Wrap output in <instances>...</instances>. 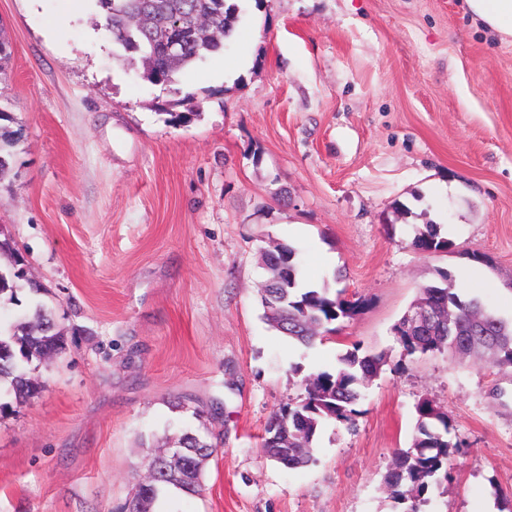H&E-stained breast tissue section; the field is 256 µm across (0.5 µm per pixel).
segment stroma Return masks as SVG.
Wrapping results in <instances>:
<instances>
[{
	"mask_svg": "<svg viewBox=\"0 0 512 512\" xmlns=\"http://www.w3.org/2000/svg\"><path fill=\"white\" fill-rule=\"evenodd\" d=\"M237 2L224 50L163 88L117 60L97 0H0L20 132L0 229L46 288L0 324L39 303L68 336L27 367L43 391L0 415V512H119L148 453L203 428L201 495L159 512H405L384 477L424 397L464 443L425 512H501L512 370L403 355L394 327L440 270L512 320V44L465 0ZM429 222L451 250L412 248ZM276 242L308 286L364 303L309 348L264 315ZM355 347L390 362L354 427L325 423L305 467L267 458L270 417Z\"/></svg>",
	"mask_w": 512,
	"mask_h": 512,
	"instance_id": "stroma-1",
	"label": "stroma"
}]
</instances>
